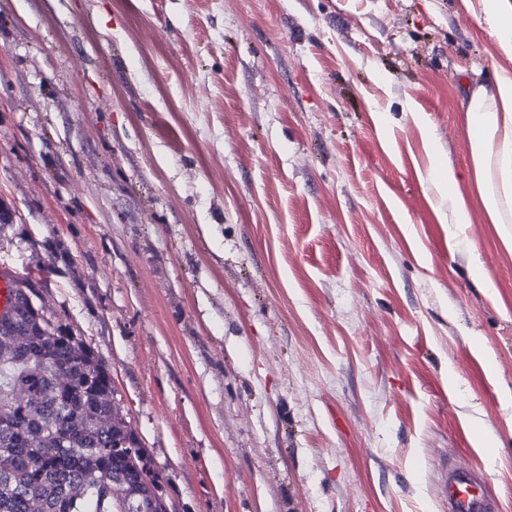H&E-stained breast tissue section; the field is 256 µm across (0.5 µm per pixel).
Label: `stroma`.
Here are the masks:
<instances>
[{
  "label": "stroma",
  "instance_id": "obj_1",
  "mask_svg": "<svg viewBox=\"0 0 512 512\" xmlns=\"http://www.w3.org/2000/svg\"><path fill=\"white\" fill-rule=\"evenodd\" d=\"M500 72L479 0H0V265L173 512H441L446 461L512 512V250L463 108ZM60 237L82 285L28 265ZM421 181L438 192L448 188V195L453 194L455 210L451 219L452 224H471L470 212L464 198L459 196L456 191V177L450 166L448 168L438 167L435 171L428 170L425 174H421Z\"/></svg>",
  "mask_w": 512,
  "mask_h": 512
}]
</instances>
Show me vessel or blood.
Wrapping results in <instances>:
<instances>
[{
	"label": "vessel or blood",
	"instance_id": "vessel-or-blood-1",
	"mask_svg": "<svg viewBox=\"0 0 512 512\" xmlns=\"http://www.w3.org/2000/svg\"><path fill=\"white\" fill-rule=\"evenodd\" d=\"M439 497L448 512H494L485 480L479 471L455 464H442L437 481Z\"/></svg>",
	"mask_w": 512,
	"mask_h": 512
}]
</instances>
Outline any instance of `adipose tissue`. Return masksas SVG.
Here are the masks:
<instances>
[{"mask_svg":"<svg viewBox=\"0 0 512 512\" xmlns=\"http://www.w3.org/2000/svg\"><path fill=\"white\" fill-rule=\"evenodd\" d=\"M488 31L512 56V0H481ZM475 182L489 223L512 248V77L495 76L464 104Z\"/></svg>","mask_w":512,"mask_h":512,"instance_id":"ef3b65f1","label":"adipose tissue"}]
</instances>
